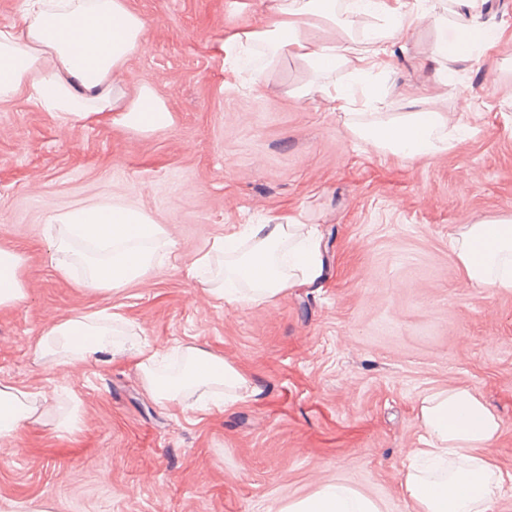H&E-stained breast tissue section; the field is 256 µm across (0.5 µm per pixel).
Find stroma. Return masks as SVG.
Here are the masks:
<instances>
[{
  "mask_svg": "<svg viewBox=\"0 0 512 512\" xmlns=\"http://www.w3.org/2000/svg\"><path fill=\"white\" fill-rule=\"evenodd\" d=\"M144 39L124 91L149 84L173 117L142 133L65 122L30 92L0 102V243L22 256L26 297L0 307V385L37 394L42 419L0 442V504L30 512H279L330 482L410 512L400 482L423 429L422 396L467 387L497 414L488 453L512 470V288L473 287L449 247L463 225L512 217V42L490 63L429 59L439 29L391 47L387 109L410 97L469 119L442 155L399 162L358 144L342 112L294 89L284 58L234 79L220 45L263 24L274 0H127ZM495 75L486 78V67ZM144 210L174 242L163 265L97 292L53 267L49 217L79 205ZM317 225L323 274L270 304L229 306L187 275L234 224L290 212ZM120 314L165 367L184 345L246 372L257 393L230 412L153 400L126 355L51 363L52 324ZM75 411L76 424L57 420Z\"/></svg>",
  "mask_w": 512,
  "mask_h": 512,
  "instance_id": "35a3bbf8",
  "label": "stroma"
}]
</instances>
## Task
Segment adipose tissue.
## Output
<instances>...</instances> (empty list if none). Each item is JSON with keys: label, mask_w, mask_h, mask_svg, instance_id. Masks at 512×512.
Wrapping results in <instances>:
<instances>
[{"label": "adipose tissue", "mask_w": 512, "mask_h": 512, "mask_svg": "<svg viewBox=\"0 0 512 512\" xmlns=\"http://www.w3.org/2000/svg\"><path fill=\"white\" fill-rule=\"evenodd\" d=\"M450 35L435 50L439 60L466 56L485 59L512 28L489 26L482 20L485 0H452ZM21 25L0 29V101L29 89L39 104L62 120L102 121L120 113L137 131L169 127L172 115L150 85L135 95L122 89L125 64L145 32L142 16L126 0H25ZM380 21L377 35L355 38L364 18ZM429 11L414 9L409 0H276L263 28L242 30L225 39L223 49L233 69H241L255 45L269 46L268 68L284 57L299 59L316 79L301 86L299 95L317 91L332 110L354 105L377 108L384 97L373 82L374 71L389 70L391 45L413 25L434 22ZM346 67L350 78L329 82ZM472 131L458 113L428 110L415 97L409 109L373 119L359 116L351 127L354 138L377 152L399 160L433 157L452 150ZM57 233L52 246L55 268L70 276L68 259L75 241L108 244L107 253L85 258L84 287L95 291L122 288L161 265L173 246L162 227L141 209L120 205L78 207L52 216ZM246 252H238V242ZM469 282L479 288H512V218L469 225L451 242ZM316 229L289 214L277 224H249L214 239L188 267L187 274L210 288L228 305L274 302L287 288L311 282L322 273ZM22 257L0 245V306L25 296ZM120 315L93 312L54 324L40 336L37 350L51 361L81 364L103 352L131 353L149 394L166 405L184 406L183 395L195 391L230 409L250 387L243 371L199 347H186L187 364L179 376L155 370L154 351L120 339ZM37 407L31 395L0 386V441L16 438ZM418 417L425 434L401 474V488L413 512H494L512 473L504 471L485 450L498 439L496 414L471 390L451 387L423 396ZM281 512H381L369 497L340 484L328 483L314 494L290 502Z\"/></svg>", "instance_id": "1"}]
</instances>
